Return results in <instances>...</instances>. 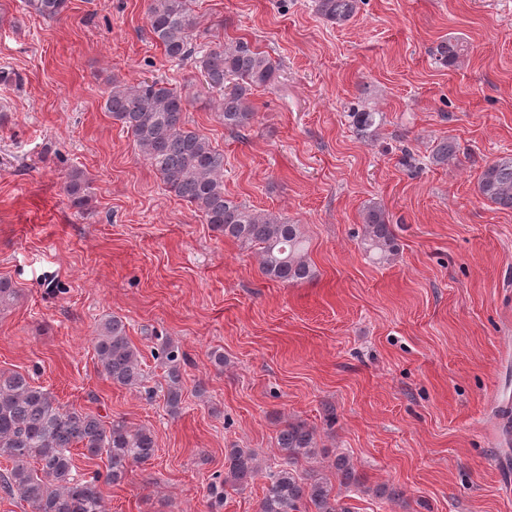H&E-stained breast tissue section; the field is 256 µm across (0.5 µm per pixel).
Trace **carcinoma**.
<instances>
[{
	"label": "carcinoma",
	"mask_w": 512,
	"mask_h": 512,
	"mask_svg": "<svg viewBox=\"0 0 512 512\" xmlns=\"http://www.w3.org/2000/svg\"><path fill=\"white\" fill-rule=\"evenodd\" d=\"M25 6L48 20L61 19L69 0H24ZM358 0H317L318 13L328 21L350 20ZM147 23L151 39L168 61L195 60L205 84L220 92L218 119L231 130H245L256 120L250 100L253 90L274 84L279 71L269 55L243 38L201 41L192 0H148ZM459 43L446 41L437 49L438 61L453 64ZM104 110L133 137L139 154L159 175L165 190L201 214L205 223L241 248L255 253L261 275L272 282L299 284L316 277L308 255L302 225L287 218L259 213L224 193V151L187 126V98L159 79L127 83L112 81ZM376 112H354L357 132L371 135L379 124ZM457 153L455 145L438 142L429 163L446 165ZM480 195L502 210H512V154L485 165L478 182ZM68 205L84 212L92 200L90 181L74 169L65 176ZM360 246L380 263L398 251L394 225L385 209L373 203L363 213ZM20 291L0 279V309L18 300ZM95 353L101 371L112 384L136 390L144 386L138 348L119 316L105 318L98 327ZM161 355L168 365L163 398L167 412L176 415L183 403L181 352L166 341ZM88 459L106 457V473L80 474L72 449ZM315 432L305 423L287 421L277 435V458L266 466L267 483L258 512H351L327 480L299 471V462L314 455ZM156 452L151 429L130 425L122 418L110 421L92 411L65 409L54 396L19 372H0V457L11 467L0 473V489L26 502L32 512H105L101 482L121 483L130 465L151 459ZM339 486H362L349 456L333 463ZM260 471L257 455L244 448L226 451L221 485L244 488Z\"/></svg>",
	"instance_id": "cac0c4a2"
}]
</instances>
